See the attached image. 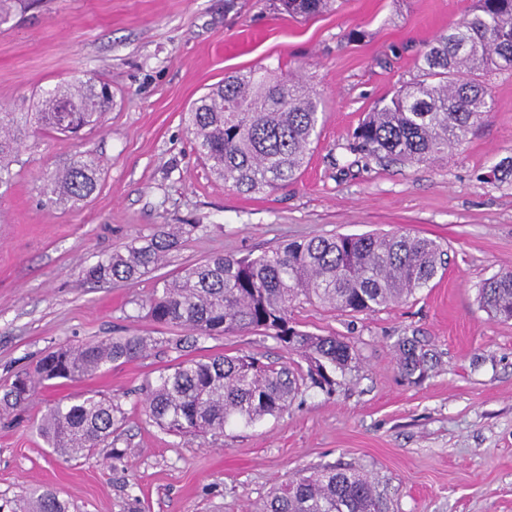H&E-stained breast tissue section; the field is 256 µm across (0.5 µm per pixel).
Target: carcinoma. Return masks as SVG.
Returning <instances> with one entry per match:
<instances>
[{
    "label": "carcinoma",
    "mask_w": 512,
    "mask_h": 512,
    "mask_svg": "<svg viewBox=\"0 0 512 512\" xmlns=\"http://www.w3.org/2000/svg\"><path fill=\"white\" fill-rule=\"evenodd\" d=\"M294 17H311L333 0H278ZM512 71V0H474L464 18L422 53L421 79L402 86L390 101L367 113L349 145L352 152L395 164L448 156L467 143L491 95L485 77ZM111 103L106 84L92 78L55 85L39 95L37 112L0 108V185L13 178L12 165L24 138L35 129L75 134L99 122ZM320 101L299 79L284 80L267 67L224 77L186 112L199 156L224 185L242 193L277 188L300 173L318 136ZM99 161L79 156L50 176L44 192L56 203H78L97 189ZM490 178L512 184V156L501 159ZM179 232L160 229L142 243L112 252L87 271L95 282H133L177 247ZM442 245L409 232L313 236L257 257L218 254L190 265L162 282L146 300L156 324L180 327L190 336H223L260 331L290 355L309 363L307 378L321 389L336 386V371L356 355L336 336H320L289 325L296 301L315 302L342 312H374L401 303L445 270ZM478 301L493 317L512 320V271L482 282ZM158 341L122 336L73 347L61 345L26 373L0 387V409L26 408L47 381L92 376L108 364L136 360ZM406 374L421 372L426 353L409 339L397 343ZM285 364L263 363L250 355L208 360L177 359L148 385L149 418L174 434L207 436L231 422L252 424L275 416L298 393L304 378ZM122 424L110 399L84 393L55 404L42 415L39 435L69 458H90ZM67 502L38 487L23 512H68ZM261 512H387L372 477L346 467L300 475L273 489Z\"/></svg>",
    "instance_id": "cac0c4a2"
}]
</instances>
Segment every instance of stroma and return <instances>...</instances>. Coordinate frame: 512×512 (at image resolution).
Returning a JSON list of instances; mask_svg holds the SVG:
<instances>
[{
	"instance_id": "stroma-1",
	"label": "stroma",
	"mask_w": 512,
	"mask_h": 512,
	"mask_svg": "<svg viewBox=\"0 0 512 512\" xmlns=\"http://www.w3.org/2000/svg\"><path fill=\"white\" fill-rule=\"evenodd\" d=\"M474 0H336L293 19L276 0H16L0 25V105L32 112L41 90L98 76L112 89L102 122L67 137H28L0 187V385L47 351L151 336L149 355L39 389L18 417L0 416V512L45 486L69 512H258L303 469L371 475L389 512H512V321L477 301L512 270V185L488 169L512 156V72L489 75L493 107L447 158L393 165L347 149L376 102L420 77L426 46ZM264 66L306 81L323 100L320 137L301 175L243 194L198 159L185 114L225 75ZM99 160L95 193L48 201L46 177L75 156ZM185 233L134 283H96L90 267L160 227ZM407 231L448 251L444 275L408 302L365 314L298 303L300 330L333 335L356 358L328 393L303 386L288 408L204 438L176 436L143 401L177 358L178 332L145 300L182 267L217 254L258 256L315 235ZM428 354L423 377L398 365L400 338ZM252 354L284 362L254 332L199 337L189 356ZM96 391L121 407L113 446L95 458L53 455L39 436L47 404Z\"/></svg>"
}]
</instances>
